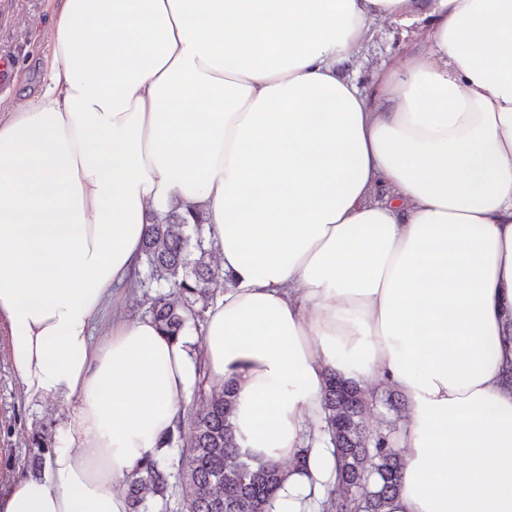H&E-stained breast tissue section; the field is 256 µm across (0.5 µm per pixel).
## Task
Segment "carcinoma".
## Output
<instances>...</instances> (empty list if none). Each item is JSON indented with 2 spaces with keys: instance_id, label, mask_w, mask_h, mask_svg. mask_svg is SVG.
I'll use <instances>...</instances> for the list:
<instances>
[{
  "instance_id": "cac0c4a2",
  "label": "carcinoma",
  "mask_w": 512,
  "mask_h": 512,
  "mask_svg": "<svg viewBox=\"0 0 512 512\" xmlns=\"http://www.w3.org/2000/svg\"><path fill=\"white\" fill-rule=\"evenodd\" d=\"M205 245V219L195 212L189 222L180 209L147 225L143 271L134 287L150 285L148 316L167 335H184L212 297L209 285L219 278ZM202 409L188 427L168 436L177 456L148 458L126 479L129 512H266L281 487L283 472L256 464L242 454L231 429V388L199 391ZM381 402L396 416L405 410L404 396L385 397L331 372L326 377L323 409L326 443L336 448V481L326 489L323 512H385L398 491L402 460L394 448V428H370L365 414Z\"/></svg>"
}]
</instances>
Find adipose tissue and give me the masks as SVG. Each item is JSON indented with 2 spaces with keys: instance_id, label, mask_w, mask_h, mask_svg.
<instances>
[{
  "instance_id": "adipose-tissue-1",
  "label": "adipose tissue",
  "mask_w": 512,
  "mask_h": 512,
  "mask_svg": "<svg viewBox=\"0 0 512 512\" xmlns=\"http://www.w3.org/2000/svg\"><path fill=\"white\" fill-rule=\"evenodd\" d=\"M387 22L414 41L368 91L346 69ZM54 26L0 113V323L25 394L75 409L0 512H128L202 381L283 465L273 512H321L332 371L408 399L386 512H512V0H57ZM176 206L226 279L202 349L148 317L94 339Z\"/></svg>"
}]
</instances>
